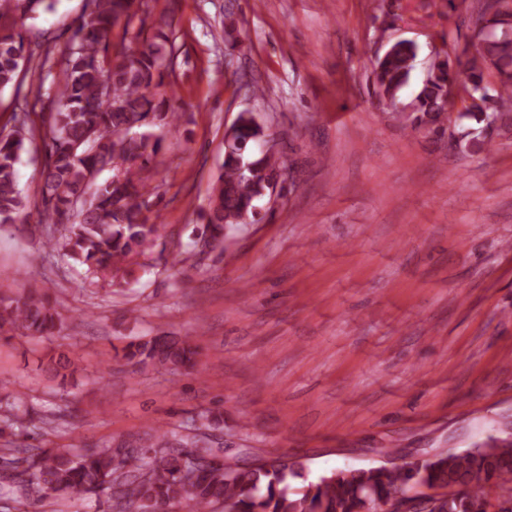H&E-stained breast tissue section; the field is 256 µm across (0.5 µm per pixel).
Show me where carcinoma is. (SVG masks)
Listing matches in <instances>:
<instances>
[{"mask_svg":"<svg viewBox=\"0 0 512 512\" xmlns=\"http://www.w3.org/2000/svg\"><path fill=\"white\" fill-rule=\"evenodd\" d=\"M64 46L43 45L41 65H58L57 101L40 127L29 113L13 114L11 128L0 129V224L19 232L25 201L17 165L26 144L42 139L46 163L39 202L45 247L63 253L103 279L131 275L140 258L162 236L164 225L152 219L148 181L163 146L156 129L179 119L173 82L175 41L168 23L147 24L141 0H89ZM55 0H0V19L21 18L54 9ZM475 53L466 60L435 57L415 97L396 119L415 132L435 137L448 126V84L479 92L484 107L459 112L456 120L475 126L493 121L512 128V0H478L468 18ZM123 30V42H112ZM20 29L0 28V91L22 94L21 73L32 54ZM418 57L411 40H397L375 59L377 96L399 103ZM493 64L497 84L486 85ZM240 132L224 150L223 172L211 185L208 207L199 215L198 236L213 249L223 248L224 226L262 220L261 201L273 178L288 192L282 154L261 150L266 129L251 113H239ZM65 316L50 296L33 290L19 299L0 298V329L28 337H52ZM122 359L137 367L185 369L197 347L189 336H152L129 341ZM75 360L53 356L47 371L65 383ZM29 412L19 405L0 406V424L27 429ZM3 478L35 502L95 498L99 512H377L389 501L422 488L447 490L438 512H512V444L489 435L460 452L416 458L398 465L337 468L315 481L302 463L269 458L259 465H231L207 437L175 438L159 426L136 451L122 446L46 450L5 448Z\"/></svg>","mask_w":512,"mask_h":512,"instance_id":"1","label":"carcinoma"}]
</instances>
